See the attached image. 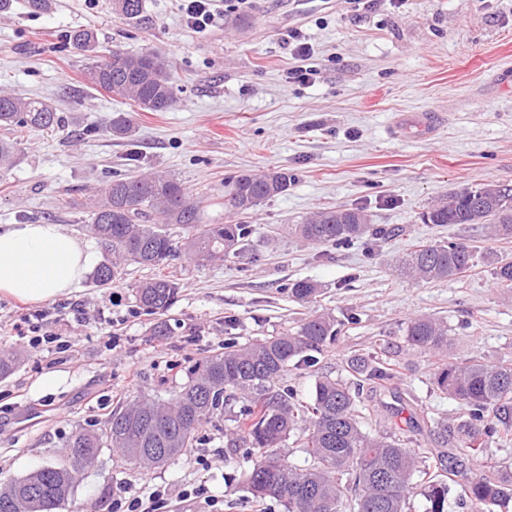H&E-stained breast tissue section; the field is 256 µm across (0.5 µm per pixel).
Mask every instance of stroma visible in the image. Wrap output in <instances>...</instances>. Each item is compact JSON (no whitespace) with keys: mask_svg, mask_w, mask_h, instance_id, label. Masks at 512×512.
Segmentation results:
<instances>
[{"mask_svg":"<svg viewBox=\"0 0 512 512\" xmlns=\"http://www.w3.org/2000/svg\"><path fill=\"white\" fill-rule=\"evenodd\" d=\"M111 3L52 0L41 14L19 4L0 16V89L54 102L66 120L26 133L15 164L0 172V225L60 224L104 259L84 225L112 177L126 172L128 146L107 131L117 112L135 117L143 170L174 175L203 196L207 223H223L224 184L240 173L281 169L292 184L249 216L253 232L238 255L171 262L180 292L162 318L173 335H155L162 318L138 305L134 289L153 272L134 263L110 286L88 275L44 303L46 329L74 339L64 353L16 336L19 302L0 296V351L22 354L0 379V480L60 460L76 429L134 396L178 392L187 367L225 338L293 331L317 310L343 327L313 367L290 370L301 396H311L317 376L345 374L353 355L384 348L400 375L375 397L369 429L410 423L423 446L436 447L435 421L462 406L434 386L433 356L409 350L406 321L445 319L452 354L512 361V288L494 276L512 261V238L420 219L450 193L512 184V0H399L367 13L348 0H251L243 10L222 0L224 21L203 33L186 26L176 0H145L136 23ZM85 26L97 32L99 58L116 47L166 55L176 106L144 112L90 87L86 59L67 41ZM295 28L312 47L316 74L306 82L288 76L298 61L284 36ZM409 112L436 114L435 132H392ZM324 207L365 208L382 234L338 249L289 233ZM457 236L476 247L463 276L420 281L400 272L416 245ZM301 279L321 286L316 302L289 295ZM206 438L201 457L185 454L146 474L103 449L58 512H106L123 487L164 491V512H258L241 455L227 451L223 431L207 428Z\"/></svg>","mask_w":512,"mask_h":512,"instance_id":"1","label":"stroma"}]
</instances>
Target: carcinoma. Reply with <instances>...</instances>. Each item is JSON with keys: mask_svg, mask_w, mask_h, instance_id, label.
Segmentation results:
<instances>
[{"mask_svg": "<svg viewBox=\"0 0 512 512\" xmlns=\"http://www.w3.org/2000/svg\"><path fill=\"white\" fill-rule=\"evenodd\" d=\"M144 0H112V8L129 20L139 19ZM71 47L87 54L84 75L90 85L114 99L130 100L145 112H167L177 103L171 65L155 52L112 50L106 61L94 59L97 34L73 30ZM63 116L48 103L0 91V169L18 155L21 142L14 132L61 127ZM112 137L134 142L128 112H117L109 125ZM292 177L282 170L244 172L230 182L224 210L235 224H208L204 201L177 179L159 171L115 178L90 211L86 230L103 246L106 261L95 281L109 285L118 267L130 261L161 271L135 288L137 303L152 314L166 313L176 302L179 283L162 273L182 254L197 262L225 260L238 254L251 234L243 219L262 203L284 193ZM425 224H484L488 233L512 238V185L487 184L454 192L430 205ZM190 228L174 239L171 225ZM293 233L307 244L349 246L368 235L369 214L361 207L322 208ZM474 249L466 238L417 246L402 262L404 272L425 281L453 279L473 266ZM320 293L309 280L292 284L291 296L311 303ZM339 322L329 312L307 317L294 332L256 338L224 347L197 359L187 370L188 381L169 399L141 397L112 412L102 426L75 431L69 453L21 478L0 482V512H53L62 507L81 476L94 465L103 447L116 450L135 468L148 472L179 459L186 449L206 441V425L224 418L237 404L228 447L250 462L245 480L252 497L284 507L285 512H406L415 489L425 500L424 512H448L452 490L442 470H431L433 452L414 447L410 431L391 427L373 433L367 421L364 392L386 388L396 378L398 364L371 353L348 361L352 378L319 376L310 400L299 397L288 377L289 367L302 369L333 345ZM410 349L438 358L434 383L444 395L465 407L462 417L437 423L441 444L472 458L483 456L488 444L512 442V361L486 364L448 355V323L430 315L406 322ZM305 450L304 468L288 462V441ZM421 482H415V479ZM512 504V468L485 465L467 481L463 512H497Z\"/></svg>", "mask_w": 512, "mask_h": 512, "instance_id": "obj_1", "label": "carcinoma"}]
</instances>
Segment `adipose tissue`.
<instances>
[{
	"mask_svg": "<svg viewBox=\"0 0 512 512\" xmlns=\"http://www.w3.org/2000/svg\"><path fill=\"white\" fill-rule=\"evenodd\" d=\"M96 260L59 224L0 226V295L39 303L71 292Z\"/></svg>",
	"mask_w": 512,
	"mask_h": 512,
	"instance_id": "1",
	"label": "adipose tissue"
}]
</instances>
